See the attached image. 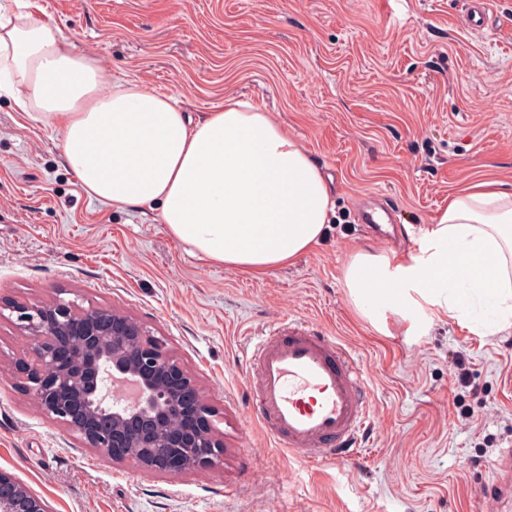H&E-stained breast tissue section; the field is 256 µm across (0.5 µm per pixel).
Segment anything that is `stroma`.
Instances as JSON below:
<instances>
[{"mask_svg":"<svg viewBox=\"0 0 512 512\" xmlns=\"http://www.w3.org/2000/svg\"><path fill=\"white\" fill-rule=\"evenodd\" d=\"M94 59L199 117L235 97L268 113L333 189L320 243L254 278L192 256L157 211L92 198L61 131L0 94V300L78 299L126 312L168 343L215 407L224 461L183 474L119 465L47 418L13 369L30 340L0 318V469L51 512H496L479 488L512 446V327L484 335L442 314L423 336L380 332L344 286L354 250L417 249L449 194L479 180L512 190V0L488 35L462 0H19ZM391 207L375 244L359 207ZM301 319L348 344L372 376L374 427L356 458L309 465L253 419L245 349ZM470 384L455 406L452 357ZM473 410L477 426L458 422Z\"/></svg>","mask_w":512,"mask_h":512,"instance_id":"stroma-1","label":"stroma"}]
</instances>
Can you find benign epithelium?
<instances>
[{
  "mask_svg": "<svg viewBox=\"0 0 512 512\" xmlns=\"http://www.w3.org/2000/svg\"><path fill=\"white\" fill-rule=\"evenodd\" d=\"M31 341L16 361L25 394L48 418L117 464L184 473L224 460L217 412L163 337L124 313L57 298L0 305ZM0 512H50L0 470Z\"/></svg>",
  "mask_w": 512,
  "mask_h": 512,
  "instance_id": "benign-epithelium-1",
  "label": "benign epithelium"
}]
</instances>
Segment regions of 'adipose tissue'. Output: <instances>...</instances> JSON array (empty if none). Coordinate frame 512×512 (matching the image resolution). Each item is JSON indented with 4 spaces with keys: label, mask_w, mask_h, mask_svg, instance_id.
<instances>
[{
    "label": "adipose tissue",
    "mask_w": 512,
    "mask_h": 512,
    "mask_svg": "<svg viewBox=\"0 0 512 512\" xmlns=\"http://www.w3.org/2000/svg\"><path fill=\"white\" fill-rule=\"evenodd\" d=\"M89 57L52 27L0 4V90L60 128L68 166L94 198L156 204L170 235L253 277L292 264L323 237L334 201L307 150L267 113L227 98L192 119L172 96L136 84L101 94ZM357 311L423 335L428 315L486 334L512 326V192L495 182L452 194L417 252L357 251L344 269ZM491 316H472L474 303Z\"/></svg>",
    "instance_id": "ef3b65f1"
}]
</instances>
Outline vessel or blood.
Instances as JSON below:
<instances>
[{
	"label": "vessel or blood",
	"mask_w": 512,
	"mask_h": 512,
	"mask_svg": "<svg viewBox=\"0 0 512 512\" xmlns=\"http://www.w3.org/2000/svg\"><path fill=\"white\" fill-rule=\"evenodd\" d=\"M245 358L252 413L270 439L307 463L351 458L372 406L371 374L351 350L292 320L257 337ZM490 494L512 505V448Z\"/></svg>",
	"instance_id": "vessel-or-blood-1"
}]
</instances>
